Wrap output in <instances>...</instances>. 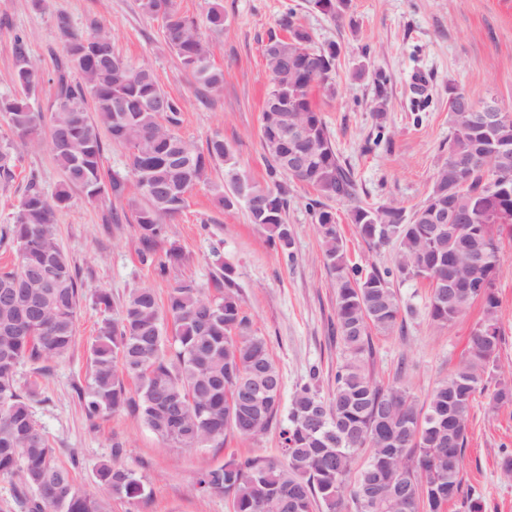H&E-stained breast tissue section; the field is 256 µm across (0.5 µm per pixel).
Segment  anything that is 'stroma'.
<instances>
[{"instance_id":"obj_1","label":"stroma","mask_w":512,"mask_h":512,"mask_svg":"<svg viewBox=\"0 0 512 512\" xmlns=\"http://www.w3.org/2000/svg\"><path fill=\"white\" fill-rule=\"evenodd\" d=\"M222 3L223 34L198 29L215 67L224 72L223 88L204 94L165 43L160 20L145 15L139 0H0V96L14 91L15 35H25L31 59L49 71L65 54L57 14H67L80 32L98 23L111 33L120 55L148 66L166 93L185 100L179 127L184 138L201 148L211 138H223L238 169L250 181L271 187L275 180L260 137L271 84L264 49L281 32L279 18L291 11L313 47L341 48L334 90L314 89L312 98L342 163L353 173L358 200L371 207L394 205L408 214L426 201L448 156L449 87L476 104L493 99L512 111V0H349L339 19L310 10L307 0ZM13 156L14 181H0V225L11 223L29 175H37L48 194L63 180L48 139L15 143ZM104 169L122 180V196L91 200L75 189L56 214V241L76 268L84 295L69 355L49 360L48 371L38 377L35 418L59 461L71 467L76 485L88 494L105 495L96 470L114 460L143 481L149 498L141 512H231L224 494L199 492L198 473L232 457L279 456L278 426L256 439L230 433L223 447L188 449L162 441L127 412L88 420L75 389L90 377L89 346L102 317L95 294L106 290L119 301L129 290L146 287L163 299L181 280L212 287L221 262H231L243 310L267 338L280 368L282 403H289L313 368L321 392L329 393L342 349L335 329V280L308 206L316 193L298 182L288 184L285 220L294 259L287 262L242 207L214 206L213 190L224 184V165L216 163L169 224V239L180 247L183 261L161 278L138 254L134 211L140 197L127 148L107 143ZM332 207L350 262L380 268L394 263L395 247L372 250L357 236L350 202ZM112 209L125 213L122 223H107ZM393 288L406 313L392 333L373 335L369 366L380 384L402 379L422 402L458 366L482 305L474 303L453 325L440 328L426 315L430 289L425 282L398 280ZM495 293L503 340L494 374L512 377V238L502 243ZM488 400V393L477 394L471 412L462 492L479 497L484 512H512V478L500 469L502 450L512 449V406L492 412ZM116 441L122 442L121 451L113 450Z\"/></svg>"}]
</instances>
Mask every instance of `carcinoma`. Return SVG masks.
<instances>
[{
	"label": "carcinoma",
	"instance_id": "carcinoma-1",
	"mask_svg": "<svg viewBox=\"0 0 512 512\" xmlns=\"http://www.w3.org/2000/svg\"><path fill=\"white\" fill-rule=\"evenodd\" d=\"M308 2L334 18L347 8V0ZM140 8L161 20L165 43L195 82L219 90L224 73L210 62L198 28L203 23L223 33L224 6L216 0L200 22L182 13L176 0H140ZM279 26L288 36L270 38L265 58L274 74L268 94L283 99L285 112L263 113L261 139L270 174L286 176L280 148L267 139V129L286 115L309 130L313 160L297 182L318 194L310 208L325 264L336 278V331L344 356L334 388L323 396L311 372L296 387L286 416L277 420L282 376L266 337L244 314L234 267L226 262L211 292L192 281L175 283L164 303L150 288H135L117 303L109 293L98 292L103 317L90 347V381L77 388L79 401L89 418L128 410L178 448L222 446L230 430L258 438L279 421L283 461L256 456L199 473V491L224 493L233 512H403L401 500L412 512H443L461 494L469 417L502 344L494 288L502 225H512V152L489 159L492 169L507 178L496 189L486 170L462 171L460 163L480 151L486 136L472 123V113H449L447 161L426 202L411 217L394 206L357 204L350 210V221L365 243L396 245L395 265L364 270L349 264L336 213L327 202L354 200L357 187L311 97L316 87L334 89L339 48L334 43L312 48L310 34L291 12L282 15ZM57 28L66 60L54 70L51 112L35 106L45 72L19 35L14 39L18 92L0 97V116L8 128V135L0 134V181L13 178L10 143L33 142L44 129L64 174L50 197L30 176L13 221L0 225V245L17 256L14 266L0 270V479L12 485L21 512H109L107 500L76 486L37 424L32 411L37 381L20 382L22 365L44 373L45 362L65 357L74 341L82 292L55 239L57 211L68 204L74 187L91 200L124 191L121 180L104 181L102 134L129 149L130 172L142 198L137 211L140 253L155 263L158 274L183 259L173 242L165 257L156 258L158 244L167 239L166 221L184 207L188 183L205 182L218 161L225 163L224 187L214 192L215 206L244 207L286 260L293 258V238L284 221L288 201L283 185L272 189L246 179L222 139L204 148L185 140L178 133L184 102L164 92L149 68L117 54L109 32L94 26L85 35L76 33L65 15L57 17ZM151 99L163 101L165 109L143 107ZM252 200L267 204L265 212L254 210ZM441 207L464 223H431V212ZM455 232L470 250L484 254L480 269L472 270L467 253L455 250ZM469 277L473 286L456 289L448 300V282ZM394 278L437 283L426 313L439 327L452 325L474 301L483 302L462 360L422 405L399 383L379 384L369 368L371 333L392 332L401 317L390 287ZM22 312L34 315L28 336L12 331ZM128 379L135 381L133 392ZM490 404H512V380L497 383ZM365 450L369 456L360 464ZM96 477L110 494L132 505L146 497L140 477L123 465L102 463Z\"/></svg>",
	"mask_w": 512,
	"mask_h": 512
}]
</instances>
